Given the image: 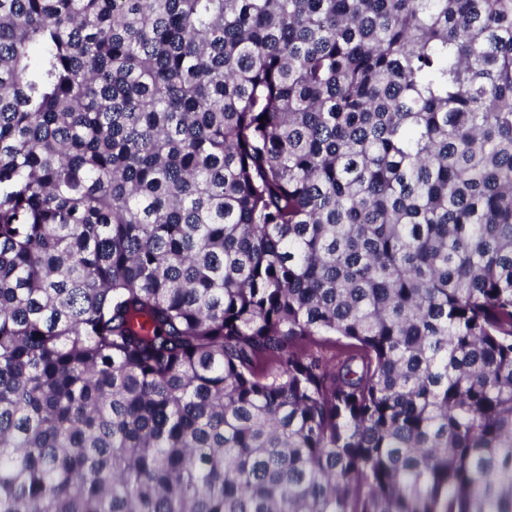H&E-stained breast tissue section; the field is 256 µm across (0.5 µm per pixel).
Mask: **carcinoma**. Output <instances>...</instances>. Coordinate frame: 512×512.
<instances>
[{"label": "carcinoma", "mask_w": 512, "mask_h": 512, "mask_svg": "<svg viewBox=\"0 0 512 512\" xmlns=\"http://www.w3.org/2000/svg\"><path fill=\"white\" fill-rule=\"evenodd\" d=\"M0 512H512V0H0Z\"/></svg>", "instance_id": "obj_1"}]
</instances>
